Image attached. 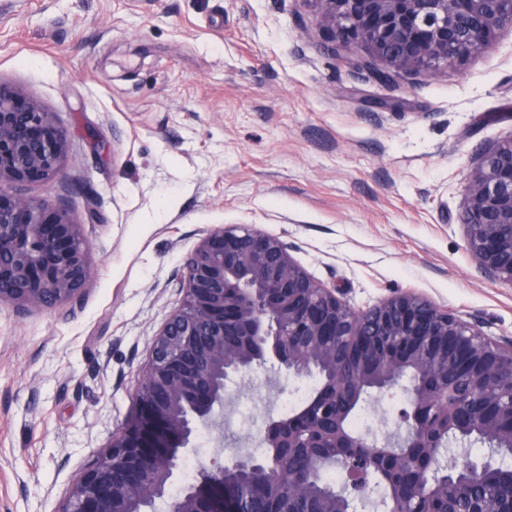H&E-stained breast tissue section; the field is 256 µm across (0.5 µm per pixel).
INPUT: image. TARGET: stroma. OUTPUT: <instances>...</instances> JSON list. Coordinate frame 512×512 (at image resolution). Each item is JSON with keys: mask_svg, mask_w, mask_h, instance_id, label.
<instances>
[{"mask_svg": "<svg viewBox=\"0 0 512 512\" xmlns=\"http://www.w3.org/2000/svg\"><path fill=\"white\" fill-rule=\"evenodd\" d=\"M317 0H0V82L66 136L50 182L20 192L83 224L94 273L51 312L0 304V512H58L120 431L205 232L256 227L351 308L411 291L496 342L512 288L483 277L459 214L473 155L512 135V30L486 53L381 86L328 53ZM403 107H393V100ZM387 108H380V101ZM311 378L260 368L224 404L200 472L247 453L250 422ZM407 400L363 404L384 439Z\"/></svg>", "mask_w": 512, "mask_h": 512, "instance_id": "stroma-1", "label": "stroma"}]
</instances>
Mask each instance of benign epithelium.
<instances>
[{"mask_svg":"<svg viewBox=\"0 0 512 512\" xmlns=\"http://www.w3.org/2000/svg\"><path fill=\"white\" fill-rule=\"evenodd\" d=\"M318 24L333 54L347 55L382 85L464 62L512 30V0H317ZM65 138L49 113L0 83V304L48 311L76 297L91 278V246L82 225L62 207L18 194L12 184L49 181L60 169ZM476 268L512 288V136L486 145L466 178L460 212ZM183 300L157 335L136 388V408L122 432L76 476L58 512H254L251 504L283 485L289 456L335 450L336 512H350L377 461L373 442L348 427L350 410L400 386L409 447L431 452L416 463L412 498L392 499L388 512H452L448 498L466 479L512 489V470L495 456L512 447V346L489 339L423 297L402 292L362 311L336 289L313 280L276 237L247 226H220L191 250L181 281ZM349 345L336 346V337ZM278 366L314 377L310 400L266 422V448L286 452L234 460L168 496L178 450L196 431L223 437V409L235 381ZM491 444L480 463L436 478L433 447L457 440ZM243 468L245 482L227 480ZM466 512H512V493L493 504L473 498Z\"/></svg>","mask_w":512,"mask_h":512,"instance_id":"7a95c632","label":"benign epithelium"}]
</instances>
